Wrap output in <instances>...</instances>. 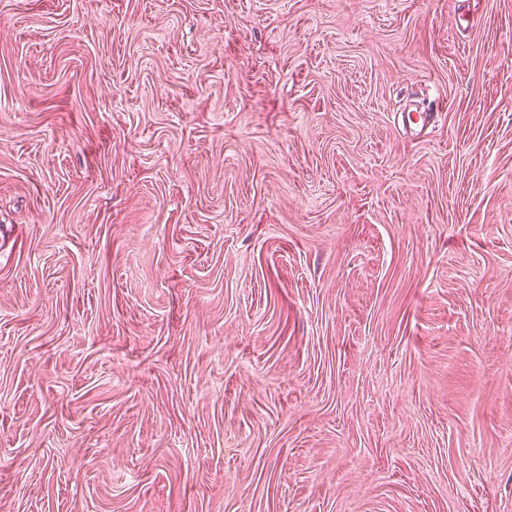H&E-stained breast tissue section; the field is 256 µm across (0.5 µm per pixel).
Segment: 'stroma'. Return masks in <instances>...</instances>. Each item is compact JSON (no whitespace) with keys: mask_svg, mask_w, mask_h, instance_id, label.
Segmentation results:
<instances>
[{"mask_svg":"<svg viewBox=\"0 0 512 512\" xmlns=\"http://www.w3.org/2000/svg\"><path fill=\"white\" fill-rule=\"evenodd\" d=\"M0 512H512V0H0Z\"/></svg>","mask_w":512,"mask_h":512,"instance_id":"35a3bbf8","label":"stroma"}]
</instances>
